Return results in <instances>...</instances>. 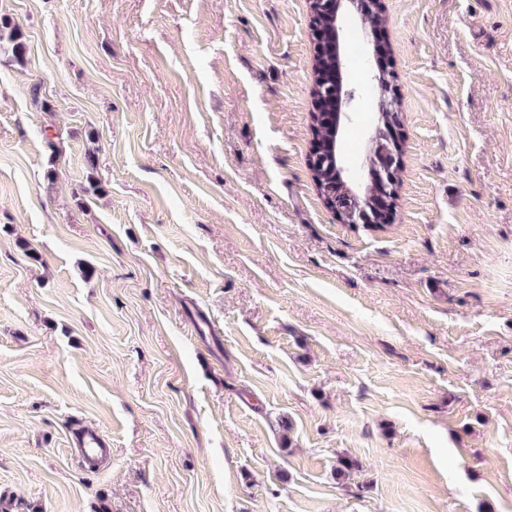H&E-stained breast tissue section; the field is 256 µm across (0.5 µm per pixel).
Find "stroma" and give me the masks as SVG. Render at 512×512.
<instances>
[{
    "instance_id": "35a3bbf8",
    "label": "stroma",
    "mask_w": 512,
    "mask_h": 512,
    "mask_svg": "<svg viewBox=\"0 0 512 512\" xmlns=\"http://www.w3.org/2000/svg\"><path fill=\"white\" fill-rule=\"evenodd\" d=\"M381 5L382 228L311 178L309 0H0V512H512V0ZM368 151L374 154L378 151L380 155L387 157L384 174L381 179L388 185H391L395 179V171L397 168V158L395 152L399 151V143L396 140L394 127L381 128L379 125L369 132L367 140ZM108 452V444L99 432L86 428L80 429L79 447L76 448V453L81 466L93 465V461L101 459Z\"/></svg>"
}]
</instances>
